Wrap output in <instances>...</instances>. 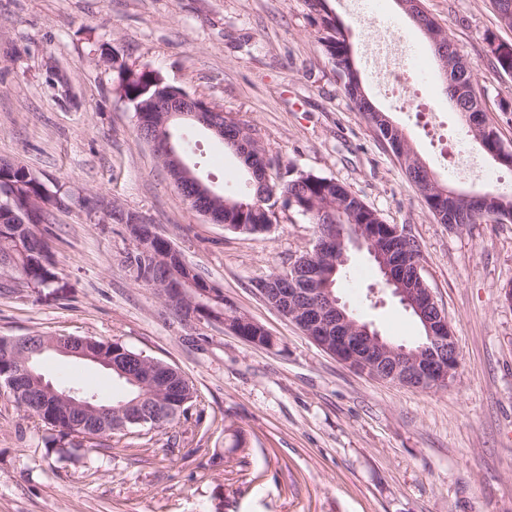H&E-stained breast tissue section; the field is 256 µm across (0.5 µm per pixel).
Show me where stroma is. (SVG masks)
Returning <instances> with one entry per match:
<instances>
[{
	"label": "stroma",
	"mask_w": 512,
	"mask_h": 512,
	"mask_svg": "<svg viewBox=\"0 0 512 512\" xmlns=\"http://www.w3.org/2000/svg\"><path fill=\"white\" fill-rule=\"evenodd\" d=\"M366 92L416 155L450 187L480 180L448 173L468 128L448 104L429 44L398 7L358 13L329 0ZM461 55L477 66L484 109L512 146V77L489 66L487 32L512 43L492 0H422ZM390 23L424 65L410 88L422 112L374 82L366 38ZM304 0H0V159L25 168L55 197L40 230L53 281L0 271V337L92 336L166 362L198 398L161 427H135L98 444L49 448L51 433L0 387V512H512V223H438L404 166L355 109ZM152 70L249 129L294 174L336 179L421 247L420 273L444 309L461 367L440 389L398 386L327 353L260 296L316 241L313 224L276 208L266 232L210 223L173 186L102 58ZM197 153L218 187H241L237 156L208 133ZM142 216L227 300L262 325L272 347L217 323L187 322L137 281L134 248L113 207ZM381 281L367 250L349 254L336 295L388 341L419 327ZM43 371L111 400L109 370L54 354Z\"/></svg>",
	"instance_id": "35a3bbf8"
}]
</instances>
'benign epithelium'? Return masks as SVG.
<instances>
[{
    "label": "benign epithelium",
    "mask_w": 512,
    "mask_h": 512,
    "mask_svg": "<svg viewBox=\"0 0 512 512\" xmlns=\"http://www.w3.org/2000/svg\"><path fill=\"white\" fill-rule=\"evenodd\" d=\"M430 44L437 50V58L443 72H448L453 61L447 60L440 50L445 31L438 26L424 29ZM138 130L153 144L155 151L167 169L171 180L183 193L193 208L214 224L224 223V195L215 191L197 173L174 141V129L197 124L224 141L242 160L254 178L269 172L267 162L255 163L247 153H258L255 139L244 134L229 140L224 137V112L201 104V99L184 91L169 90L162 96L153 97L150 102L136 107ZM20 183L8 182L5 201L0 205L10 213L0 217L6 223L12 217L15 222H33V217L42 200L32 198L27 206L18 203ZM410 232L405 225L394 224L382 245H377L376 227L361 226L353 239V246L365 248L377 263L380 273L393 293L400 298L406 309L421 318L427 331V343L417 349H408L386 343L380 334L369 325L360 323L348 314L346 305L335 296L331 288L314 291V301L309 307L296 304L297 290L282 291L280 285L299 277L300 264L294 263L279 276L258 284V292L278 313L299 328L315 344L336 356L348 367L366 373L376 379L423 389H438L448 385L458 370L460 362L455 337L448 324L445 312L439 307L428 288H410L404 275L396 274V268L403 263V251L407 249ZM192 277L185 278V284L174 293V299L197 301ZM209 294V291L202 292ZM49 350L66 357L87 360L114 369L112 356L95 354L88 348L86 339L80 336H53ZM37 354L30 355L24 366L5 380L12 394L24 397L27 387L39 390L45 405L64 404L81 416L105 417L112 415V407L97 405V397L80 394L73 388H61L37 372Z\"/></svg>",
    "instance_id": "1"
}]
</instances>
